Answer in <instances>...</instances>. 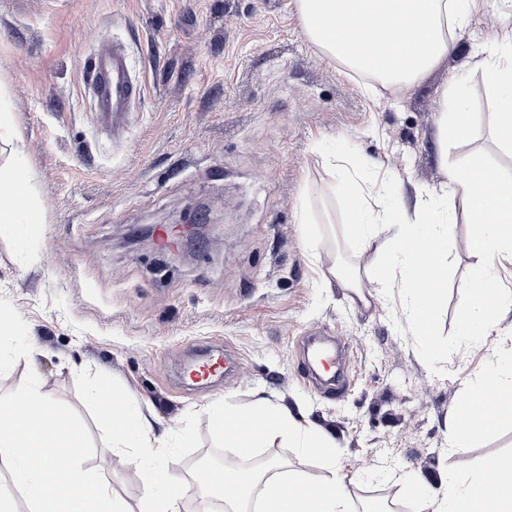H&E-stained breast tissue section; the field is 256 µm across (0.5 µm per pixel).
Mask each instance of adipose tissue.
Wrapping results in <instances>:
<instances>
[{"instance_id":"adipose-tissue-1","label":"adipose tissue","mask_w":512,"mask_h":512,"mask_svg":"<svg viewBox=\"0 0 512 512\" xmlns=\"http://www.w3.org/2000/svg\"><path fill=\"white\" fill-rule=\"evenodd\" d=\"M309 39L354 72L392 85H409L423 78L447 56L451 42L449 27L467 22L472 0H297ZM485 85L496 92L494 134L512 146V44L493 50L486 66ZM334 166L343 175V192L353 205L351 232L370 242L377 226H396L387 260L369 275L376 287L400 283L407 288L411 304L406 311L426 341H433L435 321L432 306L423 304L415 286L417 259L404 247L419 242L432 260L439 283L434 300H441L448 271V239L452 227L438 206L424 204L416 216L402 212L388 183L372 181L364 185L356 165L337 157ZM485 171L494 184L492 192L477 197L474 178ZM448 186L462 198L469 223L478 227L469 238V249L477 257L469 285L473 287L460 316L462 328L481 323L493 325L504 297L496 289L497 266L501 259H512V174L493 166L483 153L470 155L463 167L450 171ZM492 398L487 420L474 427L464 418L453 425L452 448L464 455L474 439L512 421V367L491 365L468 395L477 403ZM212 419L235 428L244 418L234 407L214 410ZM248 418L253 429L252 442L260 448L278 439L299 440L302 448L328 456L332 446L314 430L297 423L290 411L266 406ZM111 446L127 448L133 462L145 465L146 499L141 512H179L184 481L171 469L151 466L155 449L148 439L147 424L139 415L122 411L120 417L101 414ZM447 491L439 494L419 486L414 497L415 512H512V456H491L475 467L460 466L449 472ZM206 487L223 491L225 512H249L258 504L259 512H354L348 485L339 470L302 477L280 473L277 463L261 470L228 467L213 473Z\"/></svg>"}]
</instances>
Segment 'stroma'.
<instances>
[{"instance_id":"1","label":"stroma","mask_w":512,"mask_h":512,"mask_svg":"<svg viewBox=\"0 0 512 512\" xmlns=\"http://www.w3.org/2000/svg\"><path fill=\"white\" fill-rule=\"evenodd\" d=\"M122 45L143 95L120 129H101L87 74L99 40ZM512 41V0H474L453 50L421 80L383 85L352 74L305 34L296 0H0V166L23 178L30 205L0 227V395L35 371L45 395L88 428L97 469L140 512L145 467L110 448L92 384L148 419L156 460L176 462L199 512L201 456L232 457L210 422L226 404L287 408L328 435L357 512L377 498L411 512L406 478L443 491L457 456L450 435L469 385L508 363L512 303L492 327L459 325L476 259L460 198L444 193L472 152L512 170L482 91L490 49ZM465 97L471 134L442 143L444 100ZM390 181L402 209L447 207L453 226L446 297L435 311L439 355L403 316L406 291L361 302L334 277L384 263L346 231L331 160ZM205 212L212 231L182 256L131 238L145 224ZM347 347L343 395L316 386L307 337ZM220 346L234 360L217 389H189L185 368ZM284 472H321L294 442L255 449ZM366 468H356L358 459Z\"/></svg>"}]
</instances>
